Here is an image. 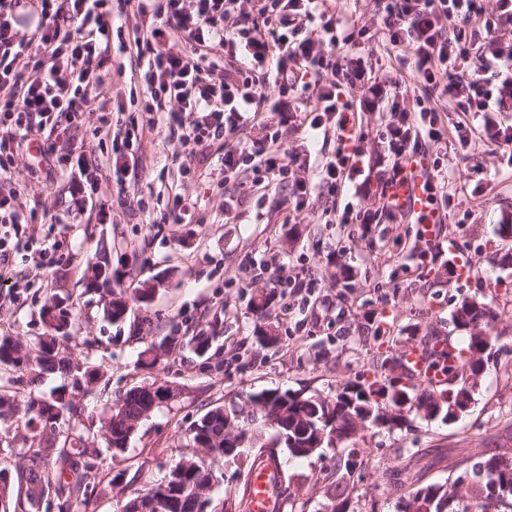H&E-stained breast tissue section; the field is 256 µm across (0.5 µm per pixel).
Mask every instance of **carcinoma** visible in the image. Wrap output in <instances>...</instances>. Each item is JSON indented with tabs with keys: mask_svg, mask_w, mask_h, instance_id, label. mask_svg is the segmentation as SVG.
<instances>
[{
	"mask_svg": "<svg viewBox=\"0 0 512 512\" xmlns=\"http://www.w3.org/2000/svg\"><path fill=\"white\" fill-rule=\"evenodd\" d=\"M152 293L150 288L112 289V300L103 305L104 316L118 323L125 319L130 303H146ZM492 300L464 301L457 308L454 321L475 333L465 345H450L448 350L430 351L426 359L428 368L442 376V383L435 384L429 376L413 373L405 362H400L401 374L397 377L400 397L405 399L406 411L416 410L427 416L448 417L452 405L466 399L471 376L483 370L473 360L475 354L491 343L493 330ZM45 332L34 345L24 346L25 360L17 357L20 341L11 337L0 338V371L23 369L27 373L28 396L18 398L7 389L0 388V418H17L24 427L34 430L31 443L23 453V465L17 469V478L11 477L9 467H0V503L26 501L35 507L46 496H53L59 505L58 512H75L78 506L88 505L100 485L99 472L106 458L98 445L97 435L85 425L83 400L92 394L103 380V366L85 362L91 373L73 371L74 358L70 347L72 333L80 329L79 316L55 305L46 303L40 311ZM213 339V332L200 330L180 338L165 336L158 343L141 352V364L153 366L177 348L191 347L194 352L205 351ZM385 361L376 364L378 373L371 381L350 383L329 400L305 396L289 391L262 390L246 396L245 404L229 407L216 406L207 410L189 431L192 447L203 448L213 458H224V426L229 417L241 430L246 447L253 449V457L244 466L242 487L248 489L260 460L273 461L277 473L272 477L277 500L275 512H293L295 494L291 492L292 477L282 469L277 449L286 448L296 458H307L300 452L310 447L314 431L325 428L344 435L357 427L358 422L372 425L379 417L378 402L372 398V388L383 382ZM53 378L59 384L49 394L38 391L44 380ZM153 404L147 391L133 387L112 405L104 425L110 438L105 440L111 457L123 452L136 434L145 412ZM368 465L356 449L347 452L346 459L336 469L332 488L326 492L333 512H349L351 495L356 490L354 475ZM478 469L467 487L466 495L448 504V497L455 495V480L444 483L425 482L418 475L410 482V494L423 489L434 491L435 501L428 512H488L490 488L502 479V472L495 464V456H483L479 450L454 463L452 470L466 467ZM214 465L205 463L194 454H183L172 463L168 479L156 489L135 493L125 498L124 505L141 498L154 500L156 512H212ZM224 512H250V502L243 494L228 495Z\"/></svg>",
	"mask_w": 512,
	"mask_h": 512,
	"instance_id": "obj_1",
	"label": "carcinoma"
}]
</instances>
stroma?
<instances>
[{
	"label": "stroma",
	"mask_w": 512,
	"mask_h": 512,
	"mask_svg": "<svg viewBox=\"0 0 512 512\" xmlns=\"http://www.w3.org/2000/svg\"><path fill=\"white\" fill-rule=\"evenodd\" d=\"M380 78L416 92L409 57L381 56L376 43L356 50ZM288 150L298 153L299 178L318 171L316 159L331 156L334 136L320 131L289 135ZM140 148L147 166L131 193L147 204L139 212L104 193L73 201L69 174L49 172L37 152L17 156L6 182L18 202L35 208L29 222L10 226L6 251L12 284L0 288V337L33 343L44 331L39 311L50 297L70 300L82 315L73 357L105 365L107 376L87 397L86 426L100 430L113 400L134 386H173L177 396L144 419L125 452L100 472L113 482L109 493H95L87 512H118L127 496L161 483L171 463L187 452V431L210 407L243 403L246 393L276 389L334 398L345 384L372 378L376 359L442 336L468 340L453 313L467 299L482 298L497 287L493 304L497 342L487 352L485 373L472 404L450 422L410 416L406 427H374L350 445L370 465L355 481L352 512L376 500L381 512H402L398 492L384 485L385 468H401L418 455L433 480L448 477V465L464 448L487 454L512 448V151L487 139L461 145L456 136L438 151L439 168L461 188L436 225V262L414 259L425 248L420 225L409 218L378 224H335L350 193L315 191L304 219H290L292 188L270 185L264 199L248 192L249 173L225 180L219 162L209 178L181 173L190 164L177 132L166 120L145 131ZM181 162H173V154ZM196 204L199 224H164L170 191ZM232 213H225V200ZM469 261V274L448 272V240ZM111 250L112 269L123 287L133 289L157 280L150 303L132 306L124 322L103 315L97 295L85 294L84 272L101 246ZM305 283L287 299L274 297L277 281ZM270 297L265 315L251 308L255 295ZM288 302L290 317L280 313ZM279 337L273 346L257 339L260 327ZM216 328L204 355L183 349L154 368H136L138 353L150 342L174 334ZM293 475L297 504L320 512L340 454L327 448L308 458L281 452Z\"/></svg>",
	"instance_id": "1"
}]
</instances>
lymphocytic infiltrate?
Wrapping results in <instances>:
<instances>
[{"label":"lymphocytic infiltrate","instance_id":"1","mask_svg":"<svg viewBox=\"0 0 512 512\" xmlns=\"http://www.w3.org/2000/svg\"><path fill=\"white\" fill-rule=\"evenodd\" d=\"M324 0H0V173L19 151L37 147L59 170L73 167L82 151L70 122L92 121L99 142H111V174H86L73 183L85 190L125 194L144 159L134 146L154 116L164 113L180 141L198 157V178L216 142L236 140L221 162L225 177L253 173L251 188L287 185L292 161L284 140L298 131L299 116L312 129L340 134L317 181L294 184L296 213L316 187L329 191L355 183L358 201L347 204L342 224H375L394 215L386 189L404 163L448 138L436 107L394 90L377 100L387 173L364 180V137L348 139L355 115L347 94L376 84L355 54L362 41L386 53L408 54L423 84L448 98L457 112H512V0H375L377 26L368 29L327 13ZM37 17L33 32L23 28ZM135 50L141 68L145 123L123 121L129 106L112 97V53ZM228 66H220V59ZM304 76L296 85L295 76ZM277 125L261 141L244 132ZM378 200L368 207L367 198Z\"/></svg>","mask_w":512,"mask_h":512}]
</instances>
